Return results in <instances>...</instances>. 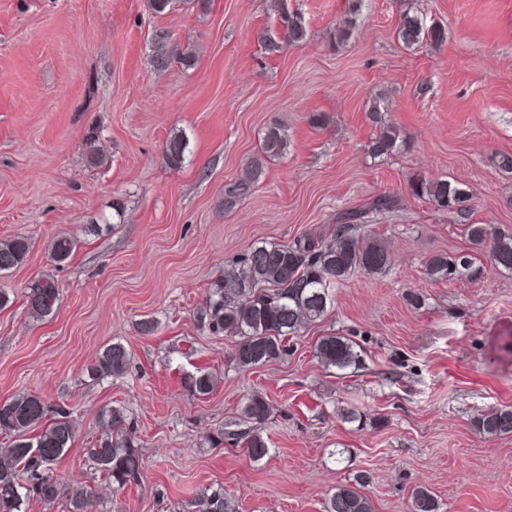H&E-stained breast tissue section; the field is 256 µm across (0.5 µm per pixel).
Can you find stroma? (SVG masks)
Wrapping results in <instances>:
<instances>
[{"instance_id":"1","label":"stroma","mask_w":512,"mask_h":512,"mask_svg":"<svg viewBox=\"0 0 512 512\" xmlns=\"http://www.w3.org/2000/svg\"><path fill=\"white\" fill-rule=\"evenodd\" d=\"M288 3L307 29L296 45L271 0H175L161 14L150 0H0V241L29 246L0 272V402L30 392L70 411L78 431L56 471L95 488L96 512H186L217 485L239 512H324L362 472L375 512H411L420 486L439 512H512V435L473 426L512 406V272L464 234L469 223L512 230V173L497 167L512 155V0ZM407 10L442 26L445 42L404 45ZM348 16L352 34L338 39ZM159 30L188 62L156 67ZM269 37L283 41L279 53H266ZM380 97L406 146L376 158L368 108ZM274 125L286 151L225 207V184ZM173 136L186 143L177 167L164 155ZM421 176L469 189L467 218L414 196ZM382 193L397 206L366 231L389 248L390 269L336 285L328 315L290 338L283 359L240 368L235 338L198 324L225 263L326 233ZM61 236L76 248L58 263L50 245ZM467 250L481 279L427 277L431 256ZM43 277L59 301L37 319L25 292ZM334 333L360 346L363 368L340 375L314 358ZM116 342L130 353L125 373L89 378ZM203 372L218 383L201 397L189 380ZM251 393L273 406L258 462L220 439L246 431ZM112 406L133 419L144 458L141 484L119 491L87 457ZM343 408L363 423L341 420Z\"/></svg>"}]
</instances>
